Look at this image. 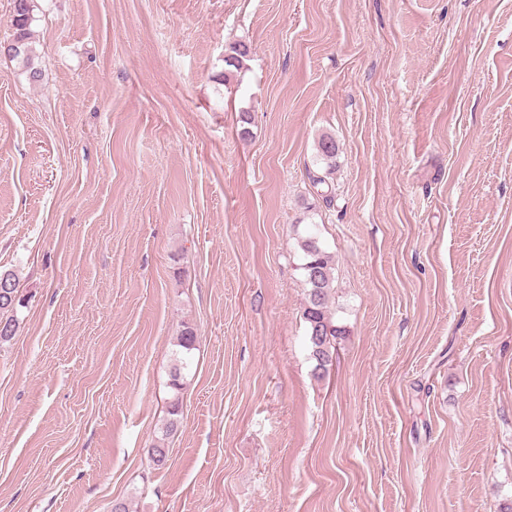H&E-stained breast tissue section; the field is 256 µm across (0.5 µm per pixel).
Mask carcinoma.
<instances>
[{
    "mask_svg": "<svg viewBox=\"0 0 512 512\" xmlns=\"http://www.w3.org/2000/svg\"><path fill=\"white\" fill-rule=\"evenodd\" d=\"M14 15L11 20V45L5 49L8 56L29 60L32 48L30 46V27L33 22L30 0H14ZM250 53L244 43L230 46L224 62L230 67L238 68ZM317 158L325 165L327 173H332L336 166L339 145L330 135L320 136L317 142ZM299 247L302 251V270L304 283L307 287L306 305L303 319L307 327V336L311 348V358L315 361L313 375L321 378L328 371L335 351L336 339L343 330L336 326L329 308V297L332 288L331 256L323 248L318 237L306 235L300 238ZM7 277L11 284L10 296H0V344L10 342L16 335L20 324L19 311L25 307L19 295V280L11 270L0 271V278ZM197 336L194 329L184 324L176 336L178 358L170 371L168 387L171 397L167 406V417L163 423L161 437L156 445L149 449L150 461L160 469L167 462L168 449L165 440L178 431L180 425L181 401L180 395L184 389V369L187 367L185 357L196 349Z\"/></svg>",
    "mask_w": 512,
    "mask_h": 512,
    "instance_id": "carcinoma-1",
    "label": "carcinoma"
}]
</instances>
